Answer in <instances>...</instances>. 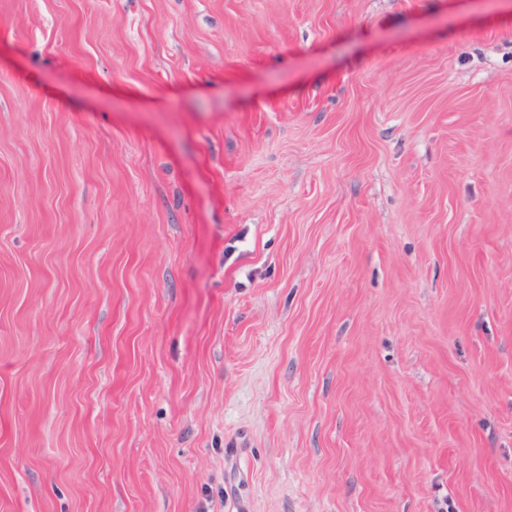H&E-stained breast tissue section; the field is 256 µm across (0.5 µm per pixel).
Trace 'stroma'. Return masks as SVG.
Returning a JSON list of instances; mask_svg holds the SVG:
<instances>
[{
    "instance_id": "stroma-1",
    "label": "stroma",
    "mask_w": 512,
    "mask_h": 512,
    "mask_svg": "<svg viewBox=\"0 0 512 512\" xmlns=\"http://www.w3.org/2000/svg\"><path fill=\"white\" fill-rule=\"evenodd\" d=\"M0 512H512V0H0Z\"/></svg>"
}]
</instances>
